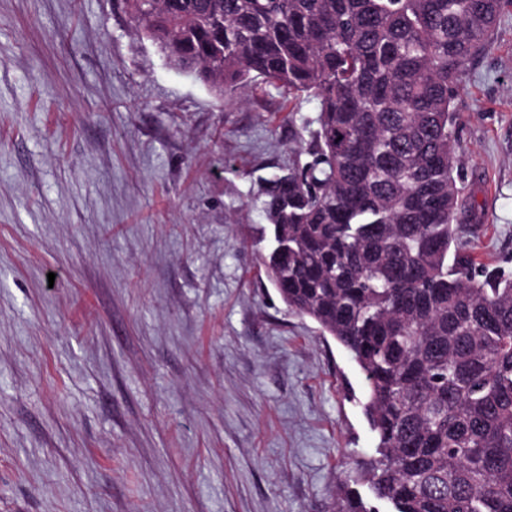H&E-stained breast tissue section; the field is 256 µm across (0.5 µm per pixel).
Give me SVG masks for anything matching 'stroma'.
<instances>
[{"mask_svg":"<svg viewBox=\"0 0 512 512\" xmlns=\"http://www.w3.org/2000/svg\"><path fill=\"white\" fill-rule=\"evenodd\" d=\"M290 107L217 98L125 0H0V512H332L374 455L359 367L259 260ZM453 108L465 247L512 271V14Z\"/></svg>","mask_w":512,"mask_h":512,"instance_id":"35a3bbf8","label":"stroma"}]
</instances>
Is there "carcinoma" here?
Wrapping results in <instances>:
<instances>
[{
  "instance_id": "obj_1",
  "label": "carcinoma",
  "mask_w": 512,
  "mask_h": 512,
  "mask_svg": "<svg viewBox=\"0 0 512 512\" xmlns=\"http://www.w3.org/2000/svg\"><path fill=\"white\" fill-rule=\"evenodd\" d=\"M512 0H127L219 95L318 105L309 160L266 180L261 255L288 309L363 372L375 455L333 512H512V274L473 270L454 176L458 76Z\"/></svg>"
}]
</instances>
